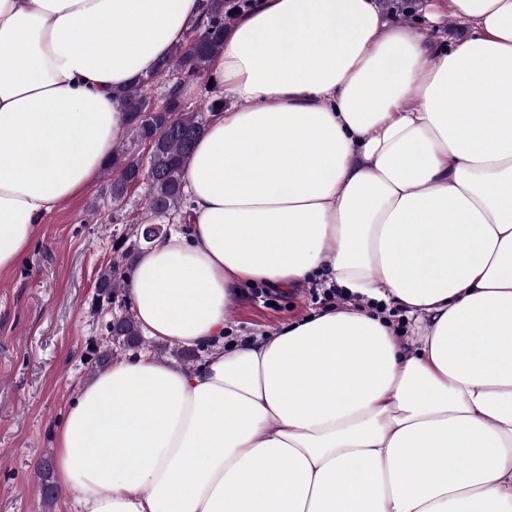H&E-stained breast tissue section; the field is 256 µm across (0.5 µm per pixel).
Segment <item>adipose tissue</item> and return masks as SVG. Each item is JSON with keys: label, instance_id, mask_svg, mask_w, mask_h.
<instances>
[{"label": "adipose tissue", "instance_id": "ef3b65f1", "mask_svg": "<svg viewBox=\"0 0 512 512\" xmlns=\"http://www.w3.org/2000/svg\"><path fill=\"white\" fill-rule=\"evenodd\" d=\"M255 0L210 71L188 232L127 284L149 338L54 432L74 512H512V0ZM203 0H0V272L127 133L122 95ZM342 288L224 340L243 287ZM402 305L414 328L366 308ZM422 3L420 0L401 1V0H382L380 4L383 8L392 14L395 21H408L414 22L420 26H431L430 23L424 18L422 13H419L418 6ZM144 340L143 345L139 348L135 349H126L119 350L117 354L114 356V359L122 358L126 356L130 352H135L140 349H149L154 355L159 358L166 359L170 362H173L178 365H182L186 368H193L199 364H201L208 356L210 349L208 345L204 344H196L191 346H181V347H171L165 344L155 343L148 340L145 336L142 335ZM183 351L187 357H181L176 354V351Z\"/></svg>", "mask_w": 512, "mask_h": 512}]
</instances>
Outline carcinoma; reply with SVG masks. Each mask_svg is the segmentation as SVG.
Returning <instances> with one entry per match:
<instances>
[{
	"label": "carcinoma",
	"mask_w": 512,
	"mask_h": 512,
	"mask_svg": "<svg viewBox=\"0 0 512 512\" xmlns=\"http://www.w3.org/2000/svg\"><path fill=\"white\" fill-rule=\"evenodd\" d=\"M249 0H209L203 28L191 31L187 43L175 48L155 74L133 84L123 96V107L129 114L127 139L135 145L154 142L152 151L143 156L118 146L112 152L105 176L109 179L107 204L112 214L125 207V200L136 182L146 188L144 218L133 222L121 251L125 257L140 248L141 230L145 225L159 226L181 214L185 207L184 172L194 144L213 115L224 108V99L209 83L212 58L223 46L227 23L233 11L248 7ZM177 74L178 81L163 94H154L159 79ZM184 82H196L203 92V105L191 107L180 95ZM126 278L121 261L106 266L99 276L97 288L106 304L112 300ZM108 341L95 364L102 366L114 355L113 346L134 348L141 333L134 315L126 313L117 323L107 326Z\"/></svg>",
	"instance_id": "cac0c4a2"
}]
</instances>
